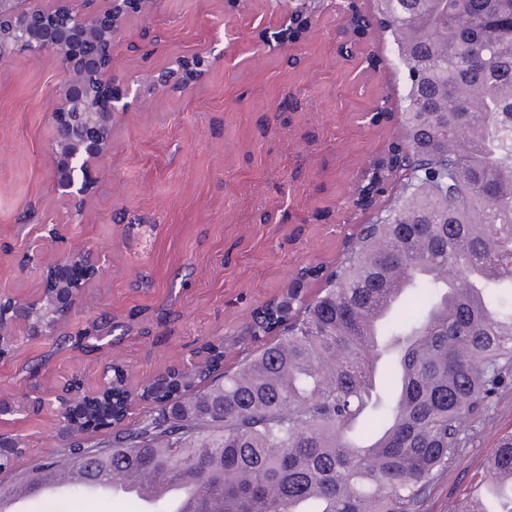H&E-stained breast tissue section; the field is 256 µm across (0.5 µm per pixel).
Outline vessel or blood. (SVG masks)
Segmentation results:
<instances>
[{
  "label": "vessel or blood",
  "instance_id": "vessel-or-blood-1",
  "mask_svg": "<svg viewBox=\"0 0 512 512\" xmlns=\"http://www.w3.org/2000/svg\"><path fill=\"white\" fill-rule=\"evenodd\" d=\"M69 477L40 476L35 485H22L0 492V512H26L32 492L46 498L60 497L67 493ZM88 490L99 497H128L138 500L144 508H152L155 499H166L173 512H191L194 493L180 484L143 482L132 479L122 481H100L89 484Z\"/></svg>",
  "mask_w": 512,
  "mask_h": 512
}]
</instances>
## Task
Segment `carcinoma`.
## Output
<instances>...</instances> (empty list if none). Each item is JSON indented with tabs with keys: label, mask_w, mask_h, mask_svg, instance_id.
I'll list each match as a JSON object with an SVG mask.
<instances>
[{
	"label": "carcinoma",
	"mask_w": 512,
	"mask_h": 512,
	"mask_svg": "<svg viewBox=\"0 0 512 512\" xmlns=\"http://www.w3.org/2000/svg\"><path fill=\"white\" fill-rule=\"evenodd\" d=\"M413 177L291 325L107 445L86 481L161 477L223 512H416L512 377V0H375ZM453 275H448V269ZM409 287L377 316L395 278ZM453 512H512V433Z\"/></svg>",
	"instance_id": "carcinoma-1"
}]
</instances>
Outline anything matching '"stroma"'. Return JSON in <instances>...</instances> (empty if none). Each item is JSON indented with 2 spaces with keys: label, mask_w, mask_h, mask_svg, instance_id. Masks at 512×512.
I'll return each mask as SVG.
<instances>
[{
  "label": "stroma",
  "mask_w": 512,
  "mask_h": 512,
  "mask_svg": "<svg viewBox=\"0 0 512 512\" xmlns=\"http://www.w3.org/2000/svg\"><path fill=\"white\" fill-rule=\"evenodd\" d=\"M323 0L305 38L288 42L278 0H155L130 16L110 80L138 92L120 113L82 213L55 190L49 113L63 74L53 54L0 60V289L27 300L69 250H91L101 274L81 291L55 333L28 336L0 363V398L22 405L0 417L19 441L13 473L61 452L55 416L33 413L31 396L78 380L99 387L123 366L145 417L143 384L203 342L224 343V365L247 350L252 313L308 263H334L348 199L361 168L383 152L393 128L369 125L380 99L403 112L397 55L385 35L362 46L364 61L336 53L343 17ZM204 58L189 89L158 91L152 73ZM298 105L287 114L277 106ZM512 430V382L432 485L418 512H452L479 481L499 438ZM31 512H142L130 498L33 501Z\"/></svg>",
  "instance_id": "stroma-1"
}]
</instances>
